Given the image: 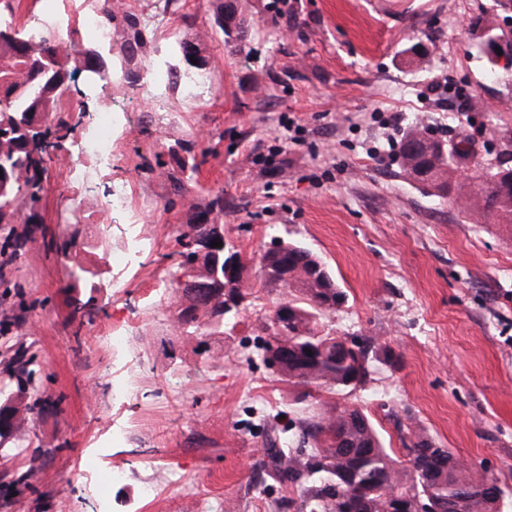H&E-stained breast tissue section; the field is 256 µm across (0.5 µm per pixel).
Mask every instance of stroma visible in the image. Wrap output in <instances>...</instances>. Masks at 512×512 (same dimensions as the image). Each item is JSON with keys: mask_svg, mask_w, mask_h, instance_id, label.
Wrapping results in <instances>:
<instances>
[{"mask_svg": "<svg viewBox=\"0 0 512 512\" xmlns=\"http://www.w3.org/2000/svg\"><path fill=\"white\" fill-rule=\"evenodd\" d=\"M249 27L226 41L220 0H157L137 7L148 23L142 65L187 72L184 41L199 43L208 87L197 96L170 83L164 97L116 94L119 45L100 46L106 78L76 75L83 128L121 116L108 170L81 160L88 181L66 190L48 164L41 224L26 253L0 267V403L31 405L21 437L0 443V512H289L297 491L260 469L272 435L288 437L303 388L264 362L270 318L287 294L251 268V294L223 331L186 335L178 312L176 237L190 207L224 196V239L259 259L291 234L329 265L347 294L322 330L392 349L364 389L346 399L373 420L394 450L426 433L469 466L512 488V240L424 195L391 157L411 119L448 142L467 137L479 161L498 159L512 128V75L491 79L468 24L483 18L512 32V11L494 0H239ZM297 134L284 128L287 120ZM204 148L184 185L170 149ZM161 154L153 174L143 160ZM131 189V209L103 202ZM155 240L134 265L110 266L130 220ZM94 273L101 289L73 313L69 271ZM132 331L114 352V322ZM36 360L18 390L15 358ZM131 384L128 400L112 396ZM124 430L110 441L111 430ZM125 470L97 502L83 461ZM38 475H20L32 461ZM152 483L157 493L144 498Z\"/></svg>", "mask_w": 512, "mask_h": 512, "instance_id": "35a3bbf8", "label": "stroma"}]
</instances>
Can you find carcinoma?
Segmentation results:
<instances>
[{
	"label": "carcinoma",
	"instance_id": "cac0c4a2",
	"mask_svg": "<svg viewBox=\"0 0 512 512\" xmlns=\"http://www.w3.org/2000/svg\"><path fill=\"white\" fill-rule=\"evenodd\" d=\"M105 22L120 28V51L125 63L124 81L134 86L140 73L131 68L146 45L138 16L126 10L107 9ZM53 58L55 76L63 83L48 88L42 76L44 56ZM102 75L103 62H95L89 50L71 40L64 44L50 28L37 38L16 34L0 37V253L12 261L24 254L32 242L28 225L39 223L38 205L45 191L47 164L57 149L60 132L72 133L84 110L70 97L67 80L80 71ZM435 131L420 123H409L396 148L399 173L419 184L423 193L452 197L467 214L478 213L491 224H512V152L500 161L501 175H483L468 194L452 195V178L460 168L453 153L439 151ZM187 156L181 171L198 167L195 143L185 141ZM224 195L218 194L206 209L192 213L190 223L177 237L181 250L178 267L195 254L193 237L210 234L209 225L221 223ZM288 251L270 261L288 262L297 272L292 296L284 300L290 316L283 329H273V339L288 344L284 376L288 382L350 396L364 388L372 374L371 342L324 333L318 320L340 308L347 299L325 262L301 243L284 239ZM200 278L209 281L203 295H184L192 302L183 330L195 334L202 328L219 331L231 314L224 299V267L212 266L208 258L198 260ZM311 353H306V350ZM31 411L21 404H0V424L9 434L18 432L19 413ZM405 461L394 458L371 419L359 408L317 403L298 419V432L280 448L269 443L262 464L282 482L298 491L297 512H385L387 495L408 493L404 512H413L414 501L430 512H501L504 490L499 480L463 465L448 448L426 434L402 441Z\"/></svg>",
	"mask_w": 512,
	"mask_h": 512
}]
</instances>
